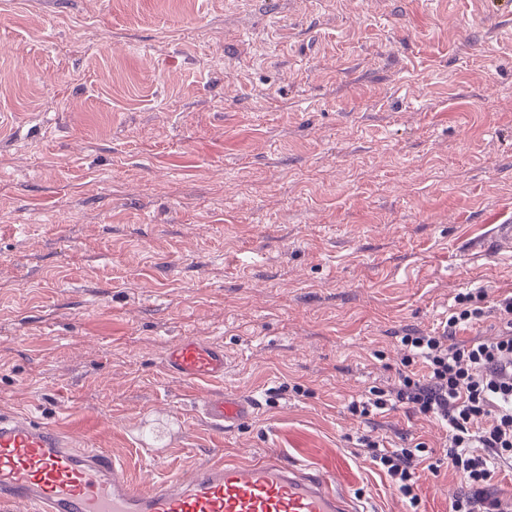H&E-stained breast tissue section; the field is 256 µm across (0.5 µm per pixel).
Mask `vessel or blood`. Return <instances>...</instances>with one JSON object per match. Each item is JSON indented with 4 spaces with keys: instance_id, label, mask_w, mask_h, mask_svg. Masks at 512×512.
I'll use <instances>...</instances> for the list:
<instances>
[{
    "instance_id": "obj_1",
    "label": "vessel or blood",
    "mask_w": 512,
    "mask_h": 512,
    "mask_svg": "<svg viewBox=\"0 0 512 512\" xmlns=\"http://www.w3.org/2000/svg\"><path fill=\"white\" fill-rule=\"evenodd\" d=\"M169 372L188 382L224 378V348L186 336L167 352ZM219 427L246 419L240 395L201 398ZM16 503L31 512H367L327 469L278 456L239 460L215 454L173 480H135L99 448L76 447L56 426L0 412V512Z\"/></svg>"
}]
</instances>
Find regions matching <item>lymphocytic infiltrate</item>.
<instances>
[{"mask_svg":"<svg viewBox=\"0 0 512 512\" xmlns=\"http://www.w3.org/2000/svg\"><path fill=\"white\" fill-rule=\"evenodd\" d=\"M496 311L503 324L497 338L459 339L481 309L473 293L457 294L443 331L402 336L407 355L394 396L377 390L371 399L349 406L353 415L365 417L392 401L434 415L445 425L446 464L471 489L452 501L451 512H500L499 501L485 497L484 489L496 468L512 469V295L500 299ZM422 451L418 445L373 456L413 503L418 500L415 470Z\"/></svg>","mask_w":512,"mask_h":512,"instance_id":"f902f5d3","label":"lymphocytic infiltrate"}]
</instances>
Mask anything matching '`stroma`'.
<instances>
[{"instance_id":"35a3bbf8","label":"stroma","mask_w":512,"mask_h":512,"mask_svg":"<svg viewBox=\"0 0 512 512\" xmlns=\"http://www.w3.org/2000/svg\"><path fill=\"white\" fill-rule=\"evenodd\" d=\"M512 12L499 0H0V410L89 436L135 477L217 452L333 471L369 512L410 507L364 440L446 431L399 405L401 336L483 295L512 251ZM224 348L254 410L216 430L166 370Z\"/></svg>"}]
</instances>
